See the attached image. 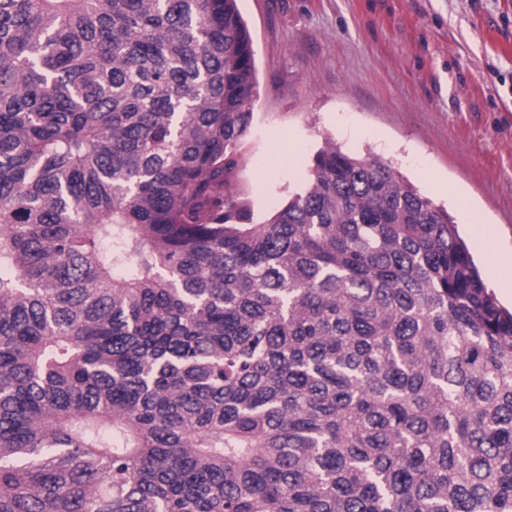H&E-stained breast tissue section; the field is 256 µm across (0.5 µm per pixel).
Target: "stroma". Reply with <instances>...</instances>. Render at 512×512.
Wrapping results in <instances>:
<instances>
[{"label": "stroma", "mask_w": 512, "mask_h": 512, "mask_svg": "<svg viewBox=\"0 0 512 512\" xmlns=\"http://www.w3.org/2000/svg\"><path fill=\"white\" fill-rule=\"evenodd\" d=\"M254 118L235 183L263 222L325 144L447 208L488 288L512 254V0H238ZM449 192L433 189V181Z\"/></svg>", "instance_id": "1"}]
</instances>
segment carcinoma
Here are the masks:
<instances>
[{
  "label": "carcinoma",
  "instance_id": "obj_1",
  "mask_svg": "<svg viewBox=\"0 0 512 512\" xmlns=\"http://www.w3.org/2000/svg\"><path fill=\"white\" fill-rule=\"evenodd\" d=\"M237 0H0V512H512V310L390 165L260 224Z\"/></svg>",
  "mask_w": 512,
  "mask_h": 512
}]
</instances>
